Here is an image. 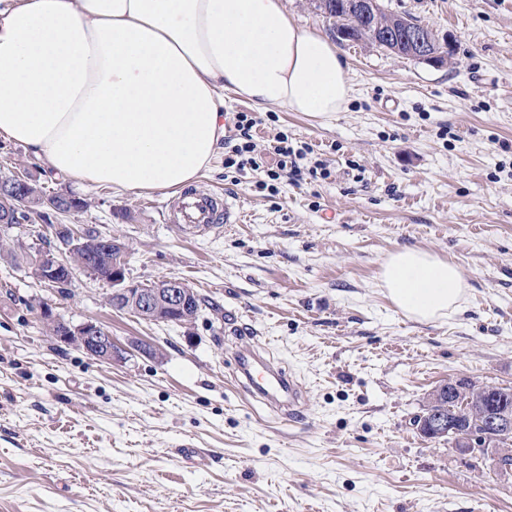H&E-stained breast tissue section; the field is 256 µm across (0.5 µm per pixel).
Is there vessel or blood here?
<instances>
[{
    "label": "vessel or blood",
    "instance_id": "vessel-or-blood-1",
    "mask_svg": "<svg viewBox=\"0 0 512 512\" xmlns=\"http://www.w3.org/2000/svg\"><path fill=\"white\" fill-rule=\"evenodd\" d=\"M167 223L195 228H215L238 223L239 218L225 201L223 192L200 193L185 189L174 199L165 215ZM240 375L253 394L284 407L286 418L301 411L299 386L290 376L270 364H257L252 352L240 353L236 359Z\"/></svg>",
    "mask_w": 512,
    "mask_h": 512
}]
</instances>
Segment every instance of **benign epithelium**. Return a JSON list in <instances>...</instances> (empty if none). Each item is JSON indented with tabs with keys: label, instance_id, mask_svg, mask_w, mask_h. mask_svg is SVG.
Masks as SVG:
<instances>
[{
	"label": "benign epithelium",
	"instance_id": "obj_1",
	"mask_svg": "<svg viewBox=\"0 0 512 512\" xmlns=\"http://www.w3.org/2000/svg\"><path fill=\"white\" fill-rule=\"evenodd\" d=\"M403 35L415 58L430 65H441L443 49L452 48V41L446 36H439L424 27L397 28L392 22L382 32L383 39L391 41ZM112 308L116 310L137 311L147 320L158 323H187L194 319L189 310V291L174 278L158 280L150 284L135 282L126 275L125 254L118 253L112 257ZM41 315L51 318L59 326L57 340L76 343L90 357L103 362H110L116 355V345L112 334L102 326L85 322L71 325L53 315L49 305L41 306ZM447 384H442L429 397L430 403L425 413L418 415L415 426L420 434L429 439L450 437L457 446L467 450L468 455L482 462L489 457L501 459L512 457V451L500 447L499 440L512 434V407L502 404L495 415L488 419L487 430L475 432L464 429L458 422L448 416V405L442 401Z\"/></svg>",
	"mask_w": 512,
	"mask_h": 512
}]
</instances>
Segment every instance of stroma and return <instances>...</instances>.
I'll return each instance as SVG.
<instances>
[{"instance_id": "stroma-1", "label": "stroma", "mask_w": 512, "mask_h": 512, "mask_svg": "<svg viewBox=\"0 0 512 512\" xmlns=\"http://www.w3.org/2000/svg\"><path fill=\"white\" fill-rule=\"evenodd\" d=\"M383 6L450 35V64L340 43L351 99L327 121L225 97V139L250 111L256 154L274 162L284 132L328 171L268 190L264 171L216 163L194 188L223 192L240 223L177 228L167 194L75 184L0 138V176L89 203L0 224V242L61 254L47 224L96 230L129 244L128 278L175 277L218 305L154 324L113 310L90 274L61 294L0 261V512H512V469L483 472L413 425L445 381L512 386V0ZM405 247L458 265L460 313L395 308L380 270ZM39 300L107 328L123 357L47 336ZM241 351L293 376L302 418L240 388Z\"/></svg>"}]
</instances>
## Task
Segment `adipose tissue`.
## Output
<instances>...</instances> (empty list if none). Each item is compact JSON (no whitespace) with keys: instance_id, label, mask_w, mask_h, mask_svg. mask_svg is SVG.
I'll return each mask as SVG.
<instances>
[{"instance_id":"adipose-tissue-1","label":"adipose tissue","mask_w":512,"mask_h":512,"mask_svg":"<svg viewBox=\"0 0 512 512\" xmlns=\"http://www.w3.org/2000/svg\"><path fill=\"white\" fill-rule=\"evenodd\" d=\"M328 119L346 63L282 0H8L0 8V138L56 175L116 190L189 185L224 150V95ZM380 281L419 322L460 311L459 268L421 249Z\"/></svg>"}]
</instances>
